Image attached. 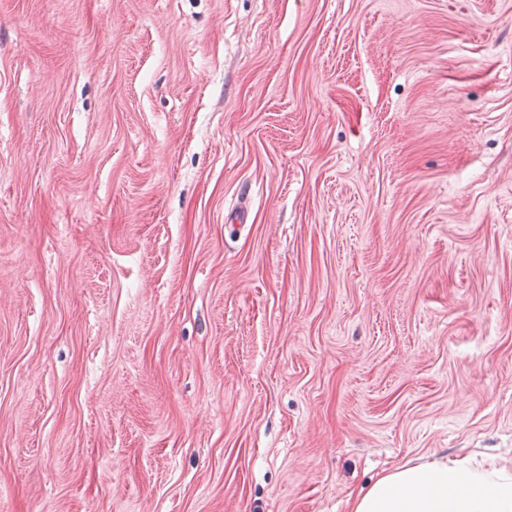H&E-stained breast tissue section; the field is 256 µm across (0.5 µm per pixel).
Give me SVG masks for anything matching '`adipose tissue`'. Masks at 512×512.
<instances>
[{
    "label": "adipose tissue",
    "mask_w": 512,
    "mask_h": 512,
    "mask_svg": "<svg viewBox=\"0 0 512 512\" xmlns=\"http://www.w3.org/2000/svg\"><path fill=\"white\" fill-rule=\"evenodd\" d=\"M347 512H512V461L469 455L404 464L351 497Z\"/></svg>",
    "instance_id": "ef3b65f1"
}]
</instances>
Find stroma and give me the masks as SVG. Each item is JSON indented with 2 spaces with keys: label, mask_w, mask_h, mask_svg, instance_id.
Segmentation results:
<instances>
[{
  "label": "stroma",
  "mask_w": 512,
  "mask_h": 512,
  "mask_svg": "<svg viewBox=\"0 0 512 512\" xmlns=\"http://www.w3.org/2000/svg\"><path fill=\"white\" fill-rule=\"evenodd\" d=\"M512 459V0H0V512H346Z\"/></svg>",
  "instance_id": "stroma-1"
}]
</instances>
